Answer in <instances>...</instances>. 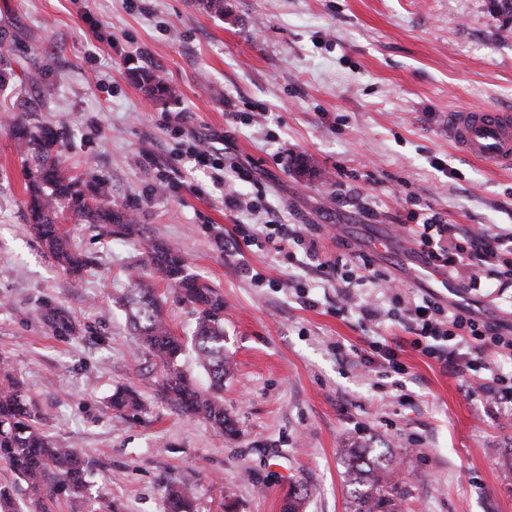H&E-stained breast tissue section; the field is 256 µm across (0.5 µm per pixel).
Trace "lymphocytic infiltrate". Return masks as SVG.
Returning <instances> with one entry per match:
<instances>
[{
	"mask_svg": "<svg viewBox=\"0 0 512 512\" xmlns=\"http://www.w3.org/2000/svg\"><path fill=\"white\" fill-rule=\"evenodd\" d=\"M408 227L420 254L434 269L452 276L465 269L468 288L480 284L512 287V229L473 231L460 224L444 223L440 214L410 212ZM235 231L258 250L282 252L299 246L319 277L339 283L338 314H350L354 306L352 284L381 288L388 305L399 308L401 318L415 334L414 345L437 363L479 379L488 401L512 414V371H504L500 358L512 360V322L490 321L470 309L442 303L436 296L407 297L398 283L378 269L370 256L360 252L320 255L315 240L305 239L292 224H239Z\"/></svg>",
	"mask_w": 512,
	"mask_h": 512,
	"instance_id": "lymphocytic-infiltrate-1",
	"label": "lymphocytic infiltrate"
}]
</instances>
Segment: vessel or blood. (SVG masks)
Wrapping results in <instances>:
<instances>
[{
    "mask_svg": "<svg viewBox=\"0 0 512 512\" xmlns=\"http://www.w3.org/2000/svg\"><path fill=\"white\" fill-rule=\"evenodd\" d=\"M448 136L466 156L495 168L512 169V113L457 110L448 115Z\"/></svg>",
    "mask_w": 512,
    "mask_h": 512,
    "instance_id": "obj_1",
    "label": "vessel or blood"
}]
</instances>
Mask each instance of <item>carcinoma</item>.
<instances>
[{"label": "carcinoma", "mask_w": 512, "mask_h": 512, "mask_svg": "<svg viewBox=\"0 0 512 512\" xmlns=\"http://www.w3.org/2000/svg\"><path fill=\"white\" fill-rule=\"evenodd\" d=\"M132 78L156 101L173 95L156 71H135ZM9 130L24 155L30 229L64 270L77 274L89 263L87 256L72 247L60 225L66 212L90 224L106 225L109 236L114 229L128 237L142 233L133 214L112 206L111 185L95 169L86 167L71 175L61 166L58 132L34 118L13 120ZM143 264L151 270L150 279H137L117 303L127 310L139 348L163 368L168 393L186 413L204 418L222 434L230 430L221 395L224 377L230 371V362L224 356V297L189 273L186 259L175 248L155 244L146 252ZM160 281L176 288L181 300L193 306L196 319L191 342L199 366L210 380L205 392L197 389L182 369L185 338L175 335L163 316V301L156 292ZM0 373V461L9 464L26 482L29 503L40 512L45 500L57 491L83 493L85 462L41 431L39 414L27 401L22 385L10 377L6 365L0 366ZM130 406H137L136 399L125 389H117L112 395L113 409L120 412ZM342 455L346 479L352 487L349 512H403L398 463L393 456L353 445L342 449ZM166 502L169 512H189L188 488L169 486Z\"/></svg>", "instance_id": "cac0c4a2"}]
</instances>
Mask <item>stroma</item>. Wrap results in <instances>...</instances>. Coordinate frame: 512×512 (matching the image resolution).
Listing matches in <instances>:
<instances>
[{"mask_svg":"<svg viewBox=\"0 0 512 512\" xmlns=\"http://www.w3.org/2000/svg\"><path fill=\"white\" fill-rule=\"evenodd\" d=\"M503 25L490 0H224L220 18L197 0H0V53L17 74L0 115L46 102L37 118L63 132L68 172L94 167L142 227L136 239L107 237L63 215L94 259L64 273L28 228L23 161L0 125V362L42 430L89 464L85 497L60 492L49 512H164L173 482L191 489L193 512H282L296 487L303 512H348L341 450L351 445L397 457L407 512H512V472L500 467L512 425L478 380L418 353L399 321L337 316L335 287L287 253L216 244L243 222L294 224L322 255L365 253L414 296L422 282L404 271L417 247L396 231L413 206L472 230L512 225V170L465 156L446 128L452 111L512 107ZM157 67L175 92L164 103L130 78ZM197 138L222 149L225 183L186 159ZM300 158L330 181L297 173ZM236 193L260 201L259 213L225 208ZM156 243L224 296L235 434H216L164 392L113 302ZM468 277L431 289L512 320V288L467 292ZM51 308L74 334L51 325ZM378 334L402 346L409 403L361 375ZM120 386L140 409L112 410Z\"/></svg>","mask_w":512,"mask_h":512,"instance_id":"35a3bbf8","label":"stroma"}]
</instances>
